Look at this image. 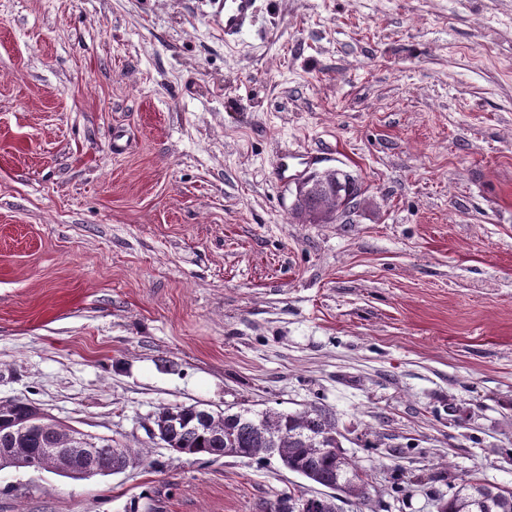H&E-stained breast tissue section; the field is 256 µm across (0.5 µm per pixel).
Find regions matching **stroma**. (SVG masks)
<instances>
[{"label": "stroma", "mask_w": 512, "mask_h": 512, "mask_svg": "<svg viewBox=\"0 0 512 512\" xmlns=\"http://www.w3.org/2000/svg\"><path fill=\"white\" fill-rule=\"evenodd\" d=\"M257 5L228 43L208 0H0V403L149 452L0 470V512L302 486L149 436L191 404L332 409L378 485L341 512H432L446 463L512 487V0ZM289 152L354 177L356 213L293 220Z\"/></svg>", "instance_id": "35a3bbf8"}]
</instances>
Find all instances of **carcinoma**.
Returning a JSON list of instances; mask_svg holds the SVG:
<instances>
[{"instance_id":"obj_1","label":"carcinoma","mask_w":512,"mask_h":512,"mask_svg":"<svg viewBox=\"0 0 512 512\" xmlns=\"http://www.w3.org/2000/svg\"><path fill=\"white\" fill-rule=\"evenodd\" d=\"M30 427L20 434L16 423ZM153 426L165 437L169 450L185 457L249 458L259 464L272 460L312 485L328 489L311 495L306 512H339L337 501L354 499L365 505L374 488L371 474L362 470L342 449L343 435L336 414L311 405L295 412L226 408L214 411L199 405L161 408ZM75 430L60 421L32 419L30 403L0 404V468H37L71 479L108 476L144 462L147 453L136 448H114L100 438L89 452L74 440ZM452 493H432L444 502L445 512H512V490L477 476L449 484Z\"/></svg>"}]
</instances>
